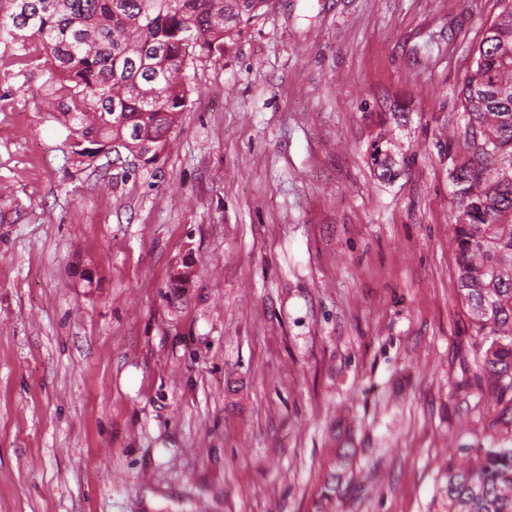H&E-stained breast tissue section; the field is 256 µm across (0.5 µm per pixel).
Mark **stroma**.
<instances>
[{"mask_svg": "<svg viewBox=\"0 0 512 512\" xmlns=\"http://www.w3.org/2000/svg\"><path fill=\"white\" fill-rule=\"evenodd\" d=\"M498 11L272 0L119 184L0 76V512H448L497 413L435 143Z\"/></svg>", "mask_w": 512, "mask_h": 512, "instance_id": "obj_1", "label": "stroma"}]
</instances>
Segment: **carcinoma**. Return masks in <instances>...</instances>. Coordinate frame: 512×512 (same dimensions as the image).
I'll use <instances>...</instances> for the list:
<instances>
[{"label": "carcinoma", "mask_w": 512, "mask_h": 512, "mask_svg": "<svg viewBox=\"0 0 512 512\" xmlns=\"http://www.w3.org/2000/svg\"><path fill=\"white\" fill-rule=\"evenodd\" d=\"M269 2L0 0V72L40 80L78 162L122 148L125 182L159 159L191 105V65L223 58ZM500 5L459 91L465 125L441 146L458 296L481 337L479 370L512 425V0ZM497 427L468 465L448 464V512H512V432Z\"/></svg>", "instance_id": "cac0c4a2"}]
</instances>
